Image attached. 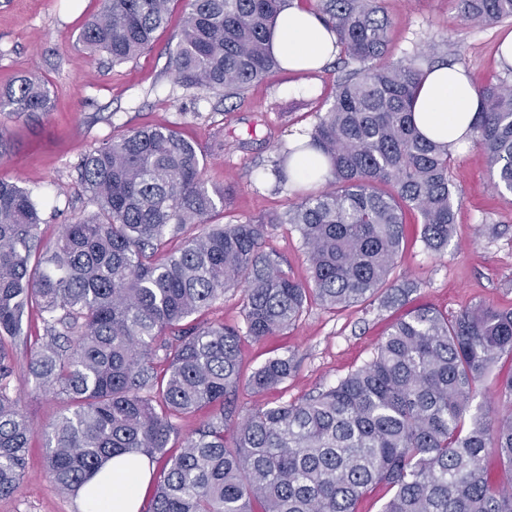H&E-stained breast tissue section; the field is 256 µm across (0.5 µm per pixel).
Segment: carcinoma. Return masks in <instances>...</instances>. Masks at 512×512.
Returning <instances> with one entry per match:
<instances>
[{
    "label": "carcinoma",
    "mask_w": 512,
    "mask_h": 512,
    "mask_svg": "<svg viewBox=\"0 0 512 512\" xmlns=\"http://www.w3.org/2000/svg\"><path fill=\"white\" fill-rule=\"evenodd\" d=\"M169 67L186 88L231 98L280 66L271 29L292 0H184ZM336 34L345 74L299 150L327 163L330 189L259 224H212L225 191L200 177L204 158L167 126L114 137L79 164L93 209L43 237L30 192L0 179V498L15 496L31 439L46 472L76 497L119 455L162 459L142 512H357L373 486L393 489L381 512H512V371L498 379L495 419L476 402L498 361L512 358V308L486 303L455 315L422 305L392 323L372 358L316 395L235 417L242 341L295 324L310 300L328 309L411 290L390 282L405 214L430 251L456 223L448 143L424 136L412 104L432 44L388 61L382 0H299ZM460 17L494 25L512 0H456ZM175 0H100L80 42L114 65L150 49ZM471 140L495 188L512 192V78L478 88ZM48 85L28 74L0 86V112L26 121L51 111ZM285 151L271 168L294 179ZM206 229L178 246L187 226ZM269 224H290L310 277L297 280L262 251ZM243 288V326L188 319ZM37 312L35 386L66 409L37 430L11 392L13 345ZM298 368L277 355L248 377L256 392ZM209 411L181 451L166 455L175 419Z\"/></svg>",
    "instance_id": "cac0c4a2"
}]
</instances>
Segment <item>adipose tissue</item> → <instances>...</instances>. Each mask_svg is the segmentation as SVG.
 I'll return each mask as SVG.
<instances>
[{"instance_id": "obj_1", "label": "adipose tissue", "mask_w": 512, "mask_h": 512, "mask_svg": "<svg viewBox=\"0 0 512 512\" xmlns=\"http://www.w3.org/2000/svg\"><path fill=\"white\" fill-rule=\"evenodd\" d=\"M272 46L283 67L292 71L318 69L336 53L335 38L319 18L294 5L277 16ZM479 106V94L465 71L438 64L417 92L412 118L426 137L452 144L469 137ZM154 470L143 455L110 459L80 491V512H141Z\"/></svg>"}]
</instances>
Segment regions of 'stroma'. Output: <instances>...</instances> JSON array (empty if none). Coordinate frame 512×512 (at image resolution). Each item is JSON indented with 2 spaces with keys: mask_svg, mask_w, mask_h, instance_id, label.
Wrapping results in <instances>:
<instances>
[{
  "mask_svg": "<svg viewBox=\"0 0 512 512\" xmlns=\"http://www.w3.org/2000/svg\"><path fill=\"white\" fill-rule=\"evenodd\" d=\"M382 6L390 20L389 60L435 43L443 59L463 67L474 85L504 76L496 51L502 35L512 31V20L491 26L463 22L455 0H383ZM98 8V0H0V85L33 72L54 95L53 110L36 123L0 113V126L13 138L11 154L0 158V179L16 183L39 202L45 237L89 206L78 179L81 158L104 140L144 125L173 126L203 154V180L227 194L215 223H255L325 188L321 179L280 186L261 171L330 106L335 62L317 71H274L241 97L226 100L180 86L168 67L180 35L181 0L154 47L116 66L106 57L87 56L78 42ZM239 140L248 142V150L236 148ZM452 157L449 176L460 206L448 250L424 249L417 216L407 213L392 277L413 284V291L387 306L375 300L329 310L313 301L295 326L244 342L243 375L277 355L294 357L298 370L266 393L239 389V413L335 385L366 363L390 325L415 307L430 305L448 314L478 302L512 307V194L493 189L486 156L474 142L460 145ZM264 249L276 252L289 274L306 277L307 255L291 225H268ZM23 329L25 337L15 349V392L24 413L41 428L60 415L63 403L26 382L28 340L41 335L40 316L30 315ZM42 445V439L33 440L21 490L0 498V512H78L77 500L59 493L49 480Z\"/></svg>",
  "mask_w": 512,
  "mask_h": 512,
  "instance_id": "35a3bbf8",
  "label": "stroma"
}]
</instances>
